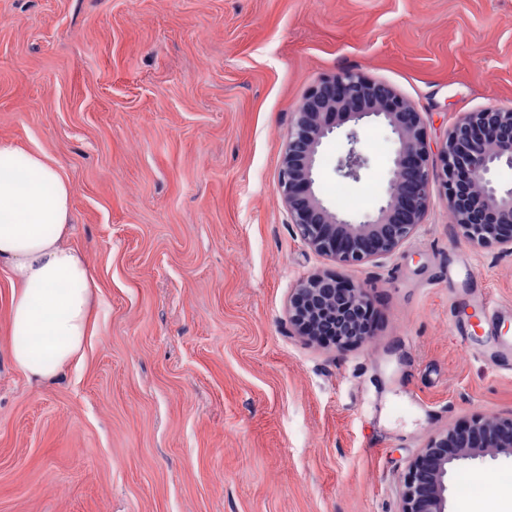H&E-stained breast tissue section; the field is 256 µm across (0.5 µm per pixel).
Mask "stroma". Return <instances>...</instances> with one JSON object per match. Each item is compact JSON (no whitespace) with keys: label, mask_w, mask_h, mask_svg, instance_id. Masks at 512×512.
<instances>
[{"label":"stroma","mask_w":512,"mask_h":512,"mask_svg":"<svg viewBox=\"0 0 512 512\" xmlns=\"http://www.w3.org/2000/svg\"><path fill=\"white\" fill-rule=\"evenodd\" d=\"M351 69L423 113L432 146L466 112L512 105V0H0V141L72 188L70 246L95 283L83 354L52 383L13 364L0 267V512H398L428 438L512 413L484 303L512 318V255L460 241L434 194L392 256L342 268L297 235L279 189L293 112ZM370 167L315 191L350 219L385 201L396 144L357 127ZM348 203H339L337 186ZM363 284L373 336H297L293 288ZM468 462L448 512H470Z\"/></svg>","instance_id":"obj_1"}]
</instances>
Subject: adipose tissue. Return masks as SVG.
Here are the masks:
<instances>
[{"label": "adipose tissue", "mask_w": 512, "mask_h": 512, "mask_svg": "<svg viewBox=\"0 0 512 512\" xmlns=\"http://www.w3.org/2000/svg\"><path fill=\"white\" fill-rule=\"evenodd\" d=\"M71 188L40 151L0 142V264L17 289L10 351L15 366L50 379L82 350L94 282L85 256L66 244Z\"/></svg>", "instance_id": "ef3b65f1"}]
</instances>
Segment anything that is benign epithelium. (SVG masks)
<instances>
[{"mask_svg": "<svg viewBox=\"0 0 512 512\" xmlns=\"http://www.w3.org/2000/svg\"><path fill=\"white\" fill-rule=\"evenodd\" d=\"M384 121L397 144L385 203L376 214L352 222L317 197L315 168L323 141L348 123L346 149L337 174L354 182L369 167L355 129L365 118ZM497 148L489 152L486 140ZM512 167V107L468 112L432 148L423 113L389 85L352 70L314 84L293 112L279 175V188L300 239L341 266H357L393 255L417 234L434 187L453 214L460 238L475 247L512 254V188L500 189L493 170ZM375 311L367 289L333 274H313L292 289L288 318L295 333L311 341L328 337L343 349L366 342ZM481 448L512 454V413L488 420L478 412L461 425L431 436L405 468L399 512H448V468L479 457Z\"/></svg>", "mask_w": 512, "mask_h": 512, "instance_id": "7a95c632", "label": "benign epithelium"}]
</instances>
